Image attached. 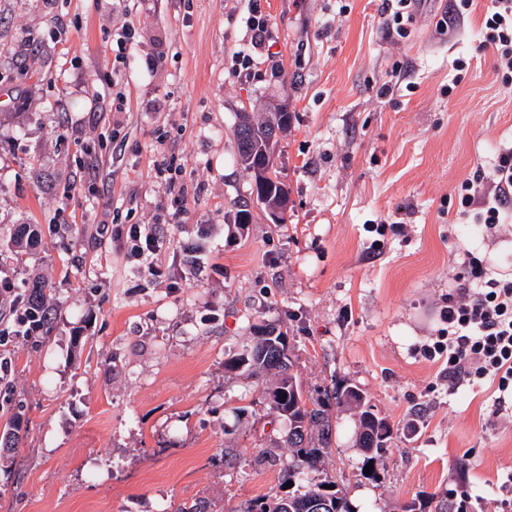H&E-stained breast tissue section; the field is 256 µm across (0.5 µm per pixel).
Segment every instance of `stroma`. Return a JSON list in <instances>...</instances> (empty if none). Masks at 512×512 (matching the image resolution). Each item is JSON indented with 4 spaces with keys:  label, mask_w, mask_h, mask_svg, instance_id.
Wrapping results in <instances>:
<instances>
[{
    "label": "stroma",
    "mask_w": 512,
    "mask_h": 512,
    "mask_svg": "<svg viewBox=\"0 0 512 512\" xmlns=\"http://www.w3.org/2000/svg\"><path fill=\"white\" fill-rule=\"evenodd\" d=\"M255 6L269 23L260 45L246 25ZM491 6L475 0L441 31L444 0H425L399 41L382 0H0V267L19 286L44 282L55 317L50 335L7 352L0 432L16 418L22 441L0 447V512L197 500L245 512L279 492L288 424L264 407L270 381L224 368L266 327L287 330L309 395L355 387L391 426L366 478L359 411L331 407L324 468L353 512H480L500 497L512 406L491 416L492 387L449 389L441 364L416 353L442 327L465 252L512 273V222L489 230L448 209L512 142V84L479 47ZM127 22L140 36L122 51ZM398 65L407 75L393 87ZM116 89L120 112L108 107ZM279 103L291 114L274 154L283 224L252 194L233 134L238 113ZM166 158L183 168L177 219L155 179ZM92 160L107 193L79 184ZM108 210L163 232V264L205 243L198 265L174 264L178 291L99 233ZM21 224L40 238L17 252Z\"/></svg>",
    "instance_id": "stroma-1"
}]
</instances>
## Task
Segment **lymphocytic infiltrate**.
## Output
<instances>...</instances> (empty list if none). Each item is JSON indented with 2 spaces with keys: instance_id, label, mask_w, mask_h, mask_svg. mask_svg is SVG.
<instances>
[{
  "instance_id": "1",
  "label": "lymphocytic infiltrate",
  "mask_w": 512,
  "mask_h": 512,
  "mask_svg": "<svg viewBox=\"0 0 512 512\" xmlns=\"http://www.w3.org/2000/svg\"><path fill=\"white\" fill-rule=\"evenodd\" d=\"M480 34L481 48L494 53L497 75L512 84V0H492ZM452 202L471 223L489 229L502 223L512 208V145H500L491 167L477 168ZM454 281L441 311L446 327L421 352L442 360L449 386L463 380L490 384L500 394L497 406H504L505 394L512 393V277L489 276L483 260L469 251ZM48 314L30 289L18 287L12 272L0 268V346L40 335Z\"/></svg>"
}]
</instances>
